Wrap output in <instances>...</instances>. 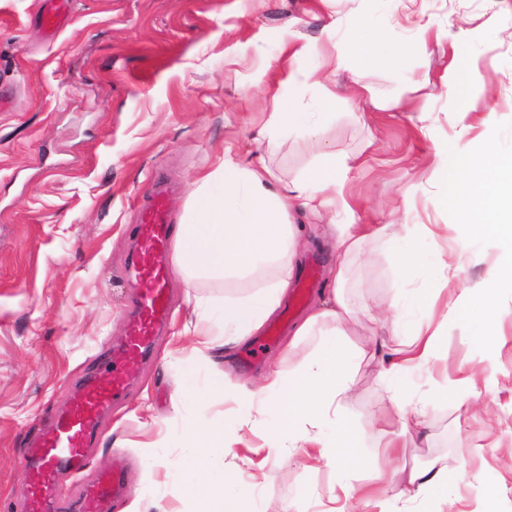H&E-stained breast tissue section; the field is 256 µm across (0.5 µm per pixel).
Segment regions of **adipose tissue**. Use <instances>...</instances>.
Here are the masks:
<instances>
[{
    "instance_id": "adipose-tissue-1",
    "label": "adipose tissue",
    "mask_w": 512,
    "mask_h": 512,
    "mask_svg": "<svg viewBox=\"0 0 512 512\" xmlns=\"http://www.w3.org/2000/svg\"><path fill=\"white\" fill-rule=\"evenodd\" d=\"M401 50L388 39H358L348 54H337L336 66L351 72H367L393 67ZM335 93H327L320 112L301 111L296 100L281 92L271 96L273 110L264 127L268 137L290 129L299 130L317 162L300 179L281 183L265 163L240 166L225 156L217 172L223 180L221 192L208 190V178H201L194 192L195 204L178 229L174 251L176 267L193 277L205 275L222 280L271 273L265 289L247 300L200 298L195 308L207 319L194 327L197 342L192 349L194 361L208 368L204 380L187 379L180 398L200 406L231 402L237 416L238 434L234 440L265 434L273 451L283 449H320L327 462L337 469L360 459L361 443L351 436L341 411L351 393L352 371L362 362L376 363L377 377L388 389L402 381L406 364L428 366L441 353L449 322L461 324L468 336L484 340L497 348L498 302L503 294H512V154L484 146L458 165L451 180L450 204L458 227L474 238L490 240L497 260L474 285L457 289L449 302H441V291L434 278L452 274L461 278L471 265L464 251L438 254L429 277L413 289L410 303L419 316L406 325L400 301H392L386 313L370 311L356 314L346 293L349 264L362 254L368 239L383 236L387 241L405 240L421 234L432 235L426 224H361L351 230H337L325 217L336 207H347L339 173L345 165L325 139L324 129L335 121L331 107ZM323 219V233L333 242L336 262L329 297L313 310L293 333L294 338L317 337L313 354L295 370L282 373L269 370L262 385L246 387L234 384L224 371V356L247 342L262 329L287 297L297 268L298 243L303 225L293 223L298 208ZM446 306L451 321H436L438 306ZM367 330L361 344L348 346L347 325ZM400 336L401 347L385 350V336ZM400 437L389 440L387 454L401 483L396 497H389L385 481L374 488H348L347 499L375 504L379 512H392L391 500L413 512V504L423 500L433 487L456 489L461 474L438 468L403 471L402 441L414 437L422 424L420 409L402 410ZM223 420L187 427L181 437L183 453L167 468L182 495L197 505L195 512H252L249 492L238 489L231 473L213 477L210 466L223 454L230 440Z\"/></svg>"
}]
</instances>
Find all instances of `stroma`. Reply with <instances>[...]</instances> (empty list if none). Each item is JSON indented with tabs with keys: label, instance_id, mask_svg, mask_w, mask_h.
Masks as SVG:
<instances>
[{
	"label": "stroma",
	"instance_id": "35a3bbf8",
	"mask_svg": "<svg viewBox=\"0 0 512 512\" xmlns=\"http://www.w3.org/2000/svg\"><path fill=\"white\" fill-rule=\"evenodd\" d=\"M70 24L53 40L38 26L41 0H0V512L21 502L26 487L17 456L75 391L110 357L125 335L134 289L124 279L137 234L136 214L157 179L173 187L169 207L182 216L193 203L195 180L213 171L224 152L243 166L266 161L283 182L304 175L314 155L293 131L270 142L259 130L271 110L265 94L281 85L302 111L320 109L323 89L336 91V121L326 136L346 157L342 172L348 208L339 227L386 224L408 212L412 224L437 225L433 238L413 240L419 263L407 285L417 287L438 252L465 247L479 259L469 269L480 280L496 255L486 240L466 238L442 201L449 188L436 173L491 145L512 152V0H422L447 40L413 49L386 0H74ZM380 36L402 44L397 67L365 75L376 93L397 100L378 112L354 99L350 73H335L326 48ZM321 47V54L289 63L284 42ZM460 67H453V60ZM321 66L324 87L289 84L290 66ZM482 80L469 82L468 71ZM459 85L444 92V82ZM427 113L418 121V113ZM469 113L460 122V113ZM386 240L365 243L350 266L346 292L353 309L384 307L402 286ZM171 322L153 359L123 402L113 407L79 476L64 475L70 495L101 472L122 471L125 512L140 500L150 512H188L167 483L187 423L217 418L231 403L175 410L184 378L196 366L185 323L199 321L198 296L245 298L258 280L201 279L187 286L169 277ZM504 344L483 388L486 411L458 410L431 380L481 364V349L449 326L443 355L432 371L411 370L397 394L376 380V365L352 376L343 411L363 436L361 466L350 482L370 487L385 466L384 445L397 433L400 406L421 405L422 432L408 441L406 468L465 469L454 505L432 491L424 512H512V296L499 300ZM275 341L256 336L227 363L243 382L269 366L296 368L315 337L286 351L292 323L274 317ZM477 449L463 455L459 445ZM253 489L256 512H336L345 497L334 468L318 449L276 453L258 436L219 460Z\"/></svg>",
	"mask_w": 512,
	"mask_h": 512
}]
</instances>
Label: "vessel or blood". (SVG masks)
Here are the masks:
<instances>
[{"mask_svg":"<svg viewBox=\"0 0 512 512\" xmlns=\"http://www.w3.org/2000/svg\"><path fill=\"white\" fill-rule=\"evenodd\" d=\"M71 0H44L40 22L56 34L70 17ZM163 184L155 189L139 215L135 256L126 270L139 295L127 336L112 353V361L90 378L70 408L58 415L40 437L21 452L28 495L22 512H111L125 488L120 472L101 474L68 507L59 480L61 471L79 472L87 461L101 419L127 391L136 369L148 359L169 316L168 279L172 258L174 218Z\"/></svg>","mask_w":512,"mask_h":512,"instance_id":"obj_1","label":"vessel or blood"}]
</instances>
